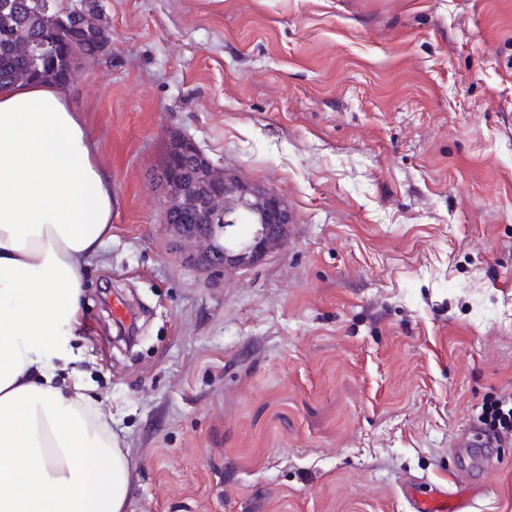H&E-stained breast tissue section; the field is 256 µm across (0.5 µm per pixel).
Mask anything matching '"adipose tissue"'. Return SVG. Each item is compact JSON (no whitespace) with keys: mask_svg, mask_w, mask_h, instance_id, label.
<instances>
[{"mask_svg":"<svg viewBox=\"0 0 512 512\" xmlns=\"http://www.w3.org/2000/svg\"><path fill=\"white\" fill-rule=\"evenodd\" d=\"M112 205L67 87H0V512H124L128 452L69 344Z\"/></svg>","mask_w":512,"mask_h":512,"instance_id":"obj_1","label":"adipose tissue"}]
</instances>
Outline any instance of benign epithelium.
Wrapping results in <instances>:
<instances>
[{
  "label": "benign epithelium",
  "mask_w": 512,
  "mask_h": 512,
  "mask_svg": "<svg viewBox=\"0 0 512 512\" xmlns=\"http://www.w3.org/2000/svg\"><path fill=\"white\" fill-rule=\"evenodd\" d=\"M191 169L204 174V181H188ZM162 208L201 218V229L182 224L180 232L197 243L192 257L215 278L257 264L283 240L290 224L288 208L276 194L225 174L192 141L168 156Z\"/></svg>",
  "instance_id": "1"
}]
</instances>
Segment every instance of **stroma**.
Masks as SVG:
<instances>
[{
    "mask_svg": "<svg viewBox=\"0 0 512 512\" xmlns=\"http://www.w3.org/2000/svg\"><path fill=\"white\" fill-rule=\"evenodd\" d=\"M102 3L69 89L115 206L72 345L127 512H409L512 394V0ZM174 135L293 214L218 287L148 178ZM464 486L512 512V442Z\"/></svg>",
    "mask_w": 512,
    "mask_h": 512,
    "instance_id": "obj_1",
    "label": "stroma"
}]
</instances>
